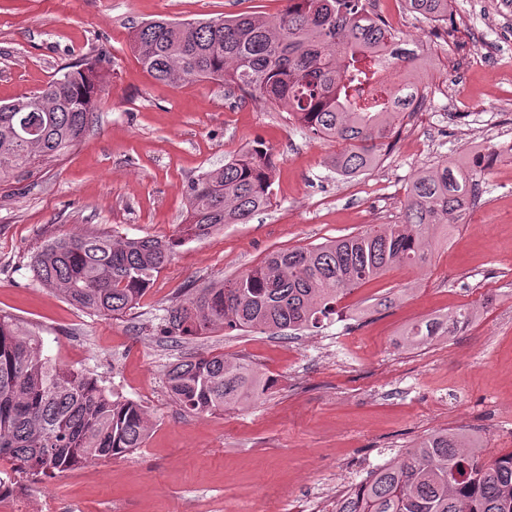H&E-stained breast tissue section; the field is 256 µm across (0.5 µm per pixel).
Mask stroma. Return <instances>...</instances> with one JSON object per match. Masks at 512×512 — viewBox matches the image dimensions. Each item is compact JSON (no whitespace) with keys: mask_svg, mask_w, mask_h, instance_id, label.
I'll return each mask as SVG.
<instances>
[{"mask_svg":"<svg viewBox=\"0 0 512 512\" xmlns=\"http://www.w3.org/2000/svg\"><path fill=\"white\" fill-rule=\"evenodd\" d=\"M285 0H0V103L40 91L65 67L100 59L109 74L82 141L62 160L0 180V313L35 332L44 355L146 409L144 447L47 483L0 477L31 512H336L339 497L428 433L463 428L484 460L512 452V155L480 181L465 223L435 231L423 267L400 265L337 304L336 319L288 338L260 332L196 340L163 335L186 289L223 283L275 250L393 223L421 168L448 159L479 169L475 143L512 136V5L454 0L431 28L403 0H378L408 25L428 62L423 106L397 127L376 164L343 177L338 143L311 139L285 108L223 82L156 80L131 46L142 23L273 17ZM263 143L273 202L244 224L187 242L136 309L87 314L34 279L44 243L77 232L119 238L177 233L185 189L202 171ZM390 308H356L393 291ZM461 306L477 317L453 336L396 345L412 322ZM244 359L270 378L242 408L186 412L167 390L190 355Z\"/></svg>","mask_w":512,"mask_h":512,"instance_id":"1","label":"stroma"}]
</instances>
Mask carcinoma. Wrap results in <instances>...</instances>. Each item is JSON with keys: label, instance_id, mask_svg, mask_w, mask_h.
<instances>
[{"label": "carcinoma", "instance_id": "1", "mask_svg": "<svg viewBox=\"0 0 512 512\" xmlns=\"http://www.w3.org/2000/svg\"><path fill=\"white\" fill-rule=\"evenodd\" d=\"M273 19L237 16L156 20L133 34L132 49L156 79L221 80L252 98L285 107L313 137L341 145V176L372 168L375 150L415 112L424 90L415 81L425 58L398 41L389 24L362 12L361 0H286ZM408 11L448 20L449 0H403ZM383 69L402 74L385 87ZM104 75L97 63L69 67L42 91L0 104V179L52 162L81 142ZM275 167L262 146L207 170L186 188L187 216L167 239L83 233L54 239L34 256L38 283L91 315L135 309L179 247L226 224H244L272 202ZM482 172L444 160L421 171L392 224H374L319 245L278 250L218 287L194 288L163 318V334L181 339L218 329H318L348 292L401 265L428 261L435 226L462 219ZM476 316L423 319L401 334L407 346L453 335ZM168 390L185 410L213 414L249 404L269 380L222 354L192 355L171 366ZM151 430L143 407L115 399L86 373L51 363L38 336L0 314V461L11 471L54 479L89 460L143 447ZM336 512H512V453L482 459L476 435L436 430L378 466L338 500Z\"/></svg>", "mask_w": 512, "mask_h": 512}]
</instances>
